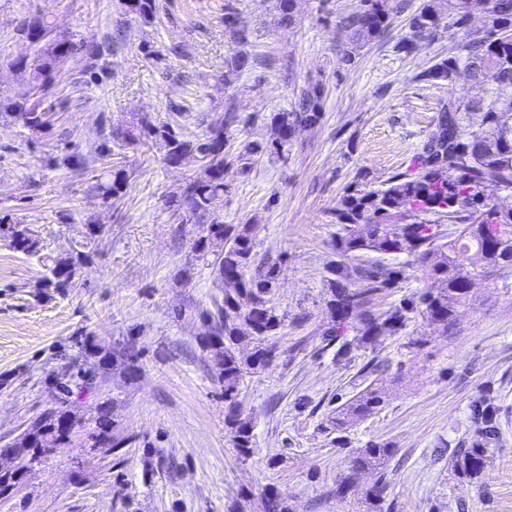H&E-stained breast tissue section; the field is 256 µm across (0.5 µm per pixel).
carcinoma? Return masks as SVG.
Instances as JSON below:
<instances>
[{"mask_svg": "<svg viewBox=\"0 0 512 512\" xmlns=\"http://www.w3.org/2000/svg\"><path fill=\"white\" fill-rule=\"evenodd\" d=\"M125 14L144 24L156 16L157 0H120ZM407 9L404 0H360L359 8L348 15L341 28L350 47L341 61H354L352 47L367 44L384 36L391 17ZM476 10V0H425L408 15V26L416 39H426L437 30L443 19L463 27L462 37L417 77L453 87L460 73L470 71L477 93L468 100L448 94L438 110L420 150L409 166L387 187L353 188L333 212L340 227L342 255L375 252L382 255H406L421 267L436 286L425 288L382 312L371 310L375 296L394 287L405 278V267H385L362 259L354 266L338 261L329 270L324 305L330 318L325 330L329 340L340 343L337 354L345 355L352 339L375 344L402 334L413 318L422 317L434 330H448L470 305V292L477 279L512 276V205L504 206L489 199L485 190L494 185L512 190V0H483L482 23H467ZM56 24L46 14L26 20L17 36L27 41L33 54L14 63L26 79L27 97L0 104V112L21 127L36 133L54 125L59 102L54 97L56 77L70 56L84 51L97 64L112 51V42L95 45L69 39H51ZM250 67L243 54H233L224 62V83L230 84ZM477 113L480 120L471 122L468 115ZM323 108L320 92L302 85L295 93L291 108L270 115L269 141H249L237 155L238 161L270 152L286 158L296 131L314 128L321 123ZM248 120L228 108L211 119L206 134L188 139L178 123L153 121L141 113L131 114L127 123L107 135L101 151L110 150L108 142L117 138L129 144H150L162 152L168 166L193 162L198 173L182 193L167 202L170 218L180 224L190 221L206 224L204 234L194 242V251L202 258L213 257L216 279L234 283L224 289L216 313L207 315L211 328L201 345L209 355L210 369L224 388L228 412L224 417L234 448L240 456L254 454L253 423L237 412L236 396L248 373L269 367L276 350L268 344L280 333L284 316L270 303L276 280V266H255L253 225L226 224L220 220L226 185L224 166L226 140L224 129ZM128 174L107 170L92 186L103 203L119 200L127 187ZM99 232L96 224L87 225L85 241L52 256L43 252V244L31 225L10 215L0 217V240L13 251L39 262L44 273L37 283V296L50 300L64 295L73 286L83 267L89 263L88 245ZM481 264L470 261V254ZM246 338L254 341L250 353L243 355L239 345ZM85 355L92 359L89 369H79L65 381L56 382L60 407L44 412L31 422L12 445L0 448V454L18 460L14 470L0 471V495L12 492L19 476L28 465L49 457L54 449L79 436L66 421L72 388L84 389L91 384L96 367L108 361L102 348L86 340ZM382 403L378 390L367 386L336 408L330 423L336 430V445L347 447L351 422L370 415ZM478 424L469 448H458L450 457L453 472L469 481L478 479L488 453L486 444L494 429V412L485 402L472 410ZM94 426L84 433L93 448H110L117 453L127 447L128 438L116 432L111 407L99 408L91 418ZM393 455L386 444L369 442L353 453L349 466L336 485V497L343 498L356 483L359 474L377 469Z\"/></svg>", "mask_w": 512, "mask_h": 512, "instance_id": "obj_1", "label": "carcinoma"}]
</instances>
